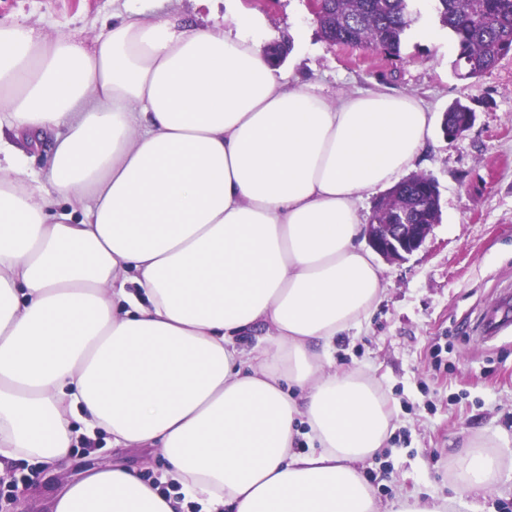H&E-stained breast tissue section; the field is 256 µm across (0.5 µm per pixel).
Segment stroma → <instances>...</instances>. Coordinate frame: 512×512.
Returning <instances> with one entry per match:
<instances>
[{
    "instance_id": "obj_1",
    "label": "stroma",
    "mask_w": 512,
    "mask_h": 512,
    "mask_svg": "<svg viewBox=\"0 0 512 512\" xmlns=\"http://www.w3.org/2000/svg\"><path fill=\"white\" fill-rule=\"evenodd\" d=\"M185 11L232 24L248 12L263 32L287 38L286 60L327 97L389 89L422 100L435 115L462 100L476 112L456 140L434 130L417 163L438 183L440 222L406 260L383 264L386 292L354 335L337 340V366H368L393 412L387 446L364 475L381 502L423 492L472 512L452 457L477 437L503 458L483 512H512V56L477 79L458 78L455 46L430 13L407 34L400 57L323 40L307 0H182ZM112 19V0H0V21L24 20L48 34L92 42ZM121 463L138 470L149 455L78 448L65 476L38 469L22 497L0 487V512H51L64 479Z\"/></svg>"
}]
</instances>
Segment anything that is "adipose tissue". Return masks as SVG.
Segmentation results:
<instances>
[{
  "label": "adipose tissue",
  "mask_w": 512,
  "mask_h": 512,
  "mask_svg": "<svg viewBox=\"0 0 512 512\" xmlns=\"http://www.w3.org/2000/svg\"><path fill=\"white\" fill-rule=\"evenodd\" d=\"M254 26L176 0H123L88 46L0 24V132L48 154L31 173L0 141V475L61 473L100 435L164 464L90 469L53 512H447L380 507L363 468L387 400L332 357L385 290L357 197L415 165L434 117L327 98ZM468 446L454 471L478 501L502 460Z\"/></svg>",
  "instance_id": "1"
}]
</instances>
